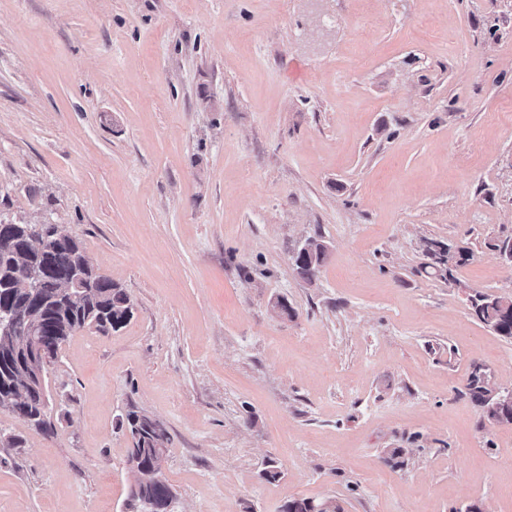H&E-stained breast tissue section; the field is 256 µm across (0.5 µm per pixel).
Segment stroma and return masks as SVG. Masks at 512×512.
<instances>
[{
	"mask_svg": "<svg viewBox=\"0 0 512 512\" xmlns=\"http://www.w3.org/2000/svg\"><path fill=\"white\" fill-rule=\"evenodd\" d=\"M0 218L133 303L47 364L51 434L0 411V512H144L132 411L170 512H512L468 388L512 338L466 299L512 295V0H0ZM327 259L328 248L323 240L309 237L297 251V256H293V265L298 275L310 281ZM430 255L431 256L428 255V257L431 262L428 263L426 267H429L432 270L431 274L439 276L445 280L448 279V282L453 281L454 279L451 269L453 264L460 265L468 259L467 252L460 251L458 253L459 258H457L455 254L451 253L450 248L444 245L440 247L438 252L430 251ZM127 425L134 441L133 447L129 450L127 462L129 458H135L142 477L148 475L153 469L150 473L153 481H161L163 479L162 463L155 464L162 456L165 459L168 442L166 431L162 430L155 420L136 412H130L127 415ZM156 448L160 449L157 451ZM139 484L144 496L147 497V502L143 504L148 512H169L167 507L171 504L173 494L166 480L157 483L144 480Z\"/></svg>",
	"mask_w": 512,
	"mask_h": 512,
	"instance_id": "35a3bbf8",
	"label": "stroma"
}]
</instances>
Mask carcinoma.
<instances>
[{"mask_svg":"<svg viewBox=\"0 0 512 512\" xmlns=\"http://www.w3.org/2000/svg\"><path fill=\"white\" fill-rule=\"evenodd\" d=\"M327 259L328 248L323 240L309 237L297 251L293 265L298 275L310 281ZM467 259L466 252L455 255L442 246L430 252L427 267L433 275L453 282L452 266ZM468 301L473 317L498 335L512 338L511 295L474 292L468 295ZM1 309L8 311L14 329L19 332L31 333L36 319L51 327L55 355L74 333L92 327L102 332L118 329L133 315L128 294L95 270L79 241L56 240L47 224L37 228L2 220ZM18 349V339L0 334V410L45 430V402L39 388L21 383ZM469 389L488 419L512 424V410L494 407L487 398L490 389L479 378L471 380ZM127 425L133 438L129 457L137 460L139 473L144 477L166 455L168 437L159 423L135 412L127 415ZM140 485L147 497L144 506L148 512H168L173 494L167 481L153 483L145 479ZM321 505V512H341L340 506L331 501L319 503L300 498L289 500L283 512H314Z\"/></svg>","mask_w":512,"mask_h":512,"instance_id":"cac0c4a2","label":"carcinoma"}]
</instances>
